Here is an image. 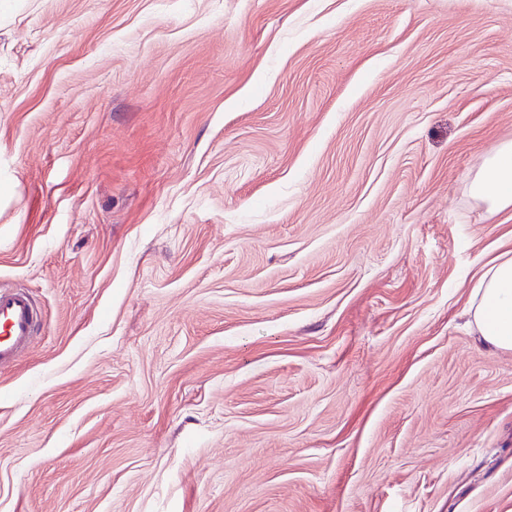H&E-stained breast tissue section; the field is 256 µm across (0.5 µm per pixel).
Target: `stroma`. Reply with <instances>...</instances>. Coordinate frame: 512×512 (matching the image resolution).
<instances>
[{
	"label": "stroma",
	"instance_id": "obj_1",
	"mask_svg": "<svg viewBox=\"0 0 512 512\" xmlns=\"http://www.w3.org/2000/svg\"><path fill=\"white\" fill-rule=\"evenodd\" d=\"M512 0H0V512H512ZM469 192L489 212L512 209V141L489 151L469 183ZM466 314L490 347L512 350V249L487 262L471 287ZM40 314L32 291L0 288V371L13 364L36 340Z\"/></svg>",
	"mask_w": 512,
	"mask_h": 512
}]
</instances>
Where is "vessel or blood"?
<instances>
[{
    "label": "vessel or blood",
    "instance_id": "1",
    "mask_svg": "<svg viewBox=\"0 0 512 512\" xmlns=\"http://www.w3.org/2000/svg\"><path fill=\"white\" fill-rule=\"evenodd\" d=\"M40 314L32 291L0 288V370L13 364L36 340Z\"/></svg>",
    "mask_w": 512,
    "mask_h": 512
}]
</instances>
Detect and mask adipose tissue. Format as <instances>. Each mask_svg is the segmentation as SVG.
Returning <instances> with one entry per match:
<instances>
[{
	"label": "adipose tissue",
	"mask_w": 512,
	"mask_h": 512,
	"mask_svg": "<svg viewBox=\"0 0 512 512\" xmlns=\"http://www.w3.org/2000/svg\"><path fill=\"white\" fill-rule=\"evenodd\" d=\"M469 192L487 211L512 209V141L489 151ZM466 313L490 347L512 350V249L487 262L471 287Z\"/></svg>",
	"instance_id": "ef3b65f1"
}]
</instances>
